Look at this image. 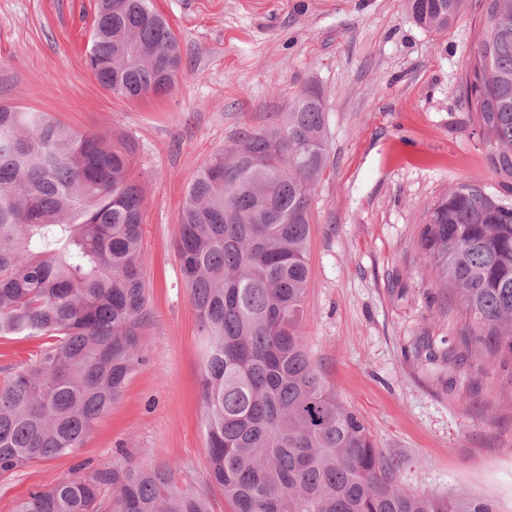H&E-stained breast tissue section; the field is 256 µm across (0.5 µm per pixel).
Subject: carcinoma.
I'll use <instances>...</instances> for the list:
<instances>
[{
  "mask_svg": "<svg viewBox=\"0 0 512 512\" xmlns=\"http://www.w3.org/2000/svg\"><path fill=\"white\" fill-rule=\"evenodd\" d=\"M446 31L466 0H406ZM468 108L499 189H450L420 230L423 260L463 319L461 355L512 360V0H483ZM87 64L128 100L174 88L178 39L152 0H97ZM127 135L75 131L0 103V337L46 339L0 382V475L84 445L142 362L143 193ZM328 163L318 92L285 122L243 129L190 183L176 254L203 343L200 424L208 483L231 512H500L464 491L396 484L365 421L312 363L300 319L312 193ZM211 512L176 469L103 467L32 491L14 512Z\"/></svg>",
  "mask_w": 512,
  "mask_h": 512,
  "instance_id": "carcinoma-1",
  "label": "carcinoma"
}]
</instances>
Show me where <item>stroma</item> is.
I'll use <instances>...</instances> for the list:
<instances>
[{"mask_svg": "<svg viewBox=\"0 0 512 512\" xmlns=\"http://www.w3.org/2000/svg\"><path fill=\"white\" fill-rule=\"evenodd\" d=\"M176 34L170 93L128 100L88 68L96 0H0V100L81 132L130 136L144 195L143 361L73 452L0 476V512L78 470L178 464L204 486L203 347L175 244L197 170L244 128L280 125L312 86L328 166L313 194L302 331L315 367L397 463L396 482L466 491L512 512V363L455 360L462 323L418 236L457 183L497 185L465 74L483 25L468 0L447 31L405 0H154ZM205 487V486H204Z\"/></svg>", "mask_w": 512, "mask_h": 512, "instance_id": "obj_1", "label": "stroma"}]
</instances>
